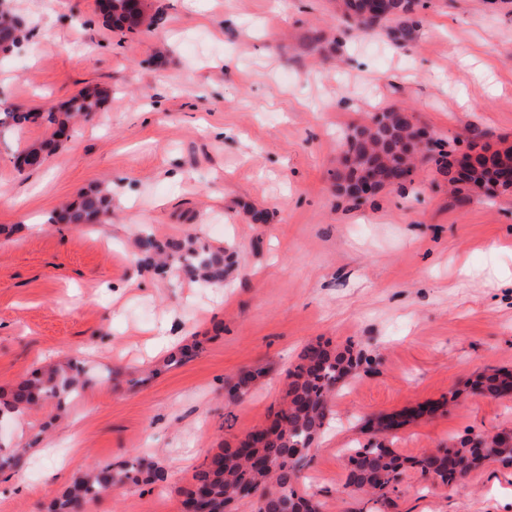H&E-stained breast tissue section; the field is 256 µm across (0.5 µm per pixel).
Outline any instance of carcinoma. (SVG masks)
<instances>
[{
    "label": "carcinoma",
    "instance_id": "cac0c4a2",
    "mask_svg": "<svg viewBox=\"0 0 512 512\" xmlns=\"http://www.w3.org/2000/svg\"><path fill=\"white\" fill-rule=\"evenodd\" d=\"M143 0H100L103 16L117 28L133 30L151 26L154 19L146 17ZM418 0H340L342 21L350 31H367L388 22L395 26L388 33L399 43L414 39L416 23L408 22ZM20 23L6 8L0 9V51L8 52L19 41ZM99 98L80 93L63 111L5 112L0 127H18L40 118L56 127L54 135L63 136L73 118L94 111ZM395 109L377 112L370 122L346 137V172L336 179L350 182L370 178L383 188L385 182L400 180L404 187L416 170L414 158L401 149L402 141L418 133L392 116ZM453 151L442 149L434 159L436 170L448 177V184L457 192L486 188L497 183L500 167L512 164V148L490 155L478 156V166L466 173L453 170ZM112 188L105 187L85 196L80 204L62 214L48 218L49 224H91L101 221L110 209ZM140 247L149 253L147 260L162 269L170 268L168 260L178 258L179 268L186 274L211 283L224 281V249L213 248L198 237L189 235L164 246L150 237L140 238ZM375 358L352 347L342 350L329 343H310L299 355L294 368L288 371V384L281 402L268 423L246 434L235 448H223L211 455L205 467L181 489V503L207 512H232V505L242 499L257 498L258 512H321L322 504L299 489L302 470L310 461L317 437L335 420L331 400L349 380L373 369ZM84 366L72 362L68 368H48L36 372L19 384L8 400H0V419L27 411L41 400L55 399L58 405L81 388ZM261 371H240L229 385L228 395L239 400L247 395ZM512 387V370L490 369L472 381V393L499 398ZM417 414L405 412L382 415L370 421L372 440L351 449L348 456L344 487L362 491L384 509L393 506L402 475L409 468L442 485L461 483L483 462L496 459L512 462V443L505 439V429L490 433H467L452 438L443 455L434 452L420 457L404 458L384 444L382 437L416 419ZM168 481L165 469L145 466L139 460L107 465L95 471L80 473L71 487L55 498L48 512H80L85 505L106 493L126 490L139 483Z\"/></svg>",
    "mask_w": 512,
    "mask_h": 512
}]
</instances>
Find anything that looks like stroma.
Wrapping results in <instances>:
<instances>
[{
    "label": "stroma",
    "instance_id": "obj_1",
    "mask_svg": "<svg viewBox=\"0 0 512 512\" xmlns=\"http://www.w3.org/2000/svg\"><path fill=\"white\" fill-rule=\"evenodd\" d=\"M145 2L157 23L121 33L99 0H5L21 33L0 54V113L85 89L106 98L41 166L19 158L52 127L0 134V394L49 363L79 360L88 379L66 412L49 400L0 423V450L21 458L0 473V512H46L75 474L142 455L167 483L85 512H181L193 474L268 421L317 341L379 359L336 395V424L303 470L322 512L366 502L344 488L345 451L370 418L426 407L390 438L407 458L512 428V396L446 403L477 373L512 369V190L454 195L426 165L355 205L334 179L345 135L378 108L405 109L459 153L512 146V0H420L407 44L381 28L340 34L336 0ZM103 184L110 220L49 223ZM143 231L224 248L223 285L140 266ZM159 334L189 359H151ZM253 368L264 376L227 402L229 381ZM390 512H512V465L456 487L407 470Z\"/></svg>",
    "mask_w": 512,
    "mask_h": 512
}]
</instances>
